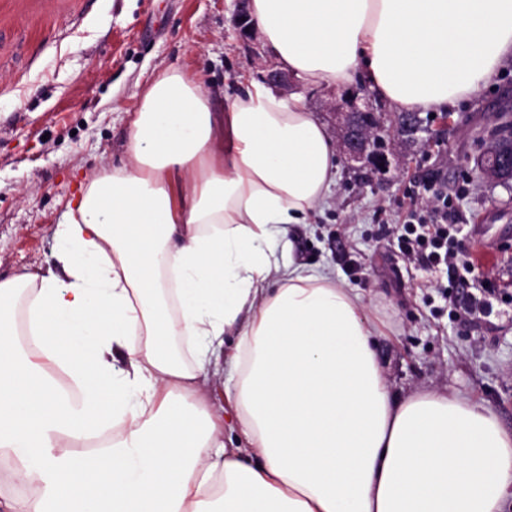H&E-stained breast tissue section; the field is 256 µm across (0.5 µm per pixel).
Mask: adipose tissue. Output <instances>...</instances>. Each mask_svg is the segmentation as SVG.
Returning a JSON list of instances; mask_svg holds the SVG:
<instances>
[{
  "mask_svg": "<svg viewBox=\"0 0 512 512\" xmlns=\"http://www.w3.org/2000/svg\"><path fill=\"white\" fill-rule=\"evenodd\" d=\"M250 16L306 86L361 76L399 111L465 99L512 59V0H251ZM129 130L127 162L68 203L58 271L0 280V456L31 490L0 512H505L512 430L457 390L395 393L361 295L277 255L339 172L317 115L255 80L222 109L176 68ZM219 356L235 448L203 394Z\"/></svg>",
  "mask_w": 512,
  "mask_h": 512,
  "instance_id": "1",
  "label": "adipose tissue"
}]
</instances>
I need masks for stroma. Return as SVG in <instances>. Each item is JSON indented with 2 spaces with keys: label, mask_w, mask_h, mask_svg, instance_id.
Segmentation results:
<instances>
[{
  "label": "stroma",
  "mask_w": 512,
  "mask_h": 512,
  "mask_svg": "<svg viewBox=\"0 0 512 512\" xmlns=\"http://www.w3.org/2000/svg\"><path fill=\"white\" fill-rule=\"evenodd\" d=\"M238 0H0V279L55 266L53 231L79 180L127 158L129 119L160 71L199 75L230 104L244 80L276 66L260 35L234 24ZM328 128L330 102L369 107L381 121L386 169L341 164L311 223L294 225L291 259L357 289L384 324L377 356L392 388H453L512 429V187L480 170L485 128L512 108V61L476 95L421 113L415 141L399 113L364 81L349 91L295 90ZM447 192L474 265L494 289L489 317L450 319L446 272L407 265L390 233L409 196L433 205Z\"/></svg>",
  "instance_id": "obj_1"
}]
</instances>
